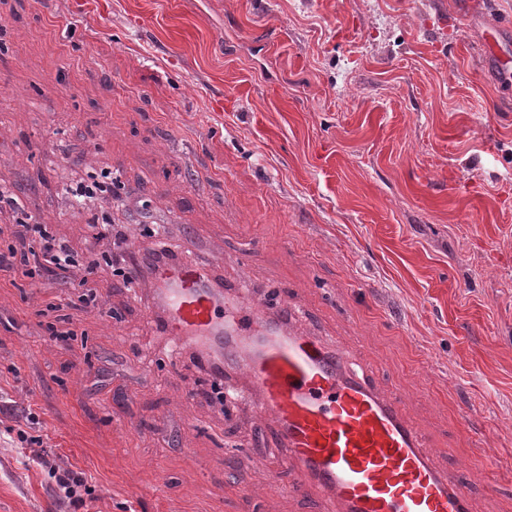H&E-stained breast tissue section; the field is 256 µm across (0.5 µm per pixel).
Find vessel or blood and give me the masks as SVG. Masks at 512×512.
<instances>
[{"instance_id":"1","label":"vessel or blood","mask_w":512,"mask_h":512,"mask_svg":"<svg viewBox=\"0 0 512 512\" xmlns=\"http://www.w3.org/2000/svg\"><path fill=\"white\" fill-rule=\"evenodd\" d=\"M165 324L178 345L207 341L225 363L252 348L244 367L261 422L288 451L292 489L319 488L336 512H469L461 485L437 468L404 396L344 367L315 337L279 331L264 300L228 301L207 267L156 276Z\"/></svg>"}]
</instances>
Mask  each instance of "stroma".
<instances>
[{
  "label": "stroma",
  "mask_w": 512,
  "mask_h": 512,
  "mask_svg": "<svg viewBox=\"0 0 512 512\" xmlns=\"http://www.w3.org/2000/svg\"><path fill=\"white\" fill-rule=\"evenodd\" d=\"M512 0H0V185L73 246L223 259L399 390L471 512H512ZM117 183L94 208L66 194ZM115 217L126 239L95 241ZM159 226L158 237L147 228ZM251 255L247 268L235 257ZM0 270V512H325L152 275ZM74 330L67 346L50 327ZM22 426L25 438L14 428ZM95 492L61 501L32 458Z\"/></svg>",
  "instance_id": "obj_1"
}]
</instances>
